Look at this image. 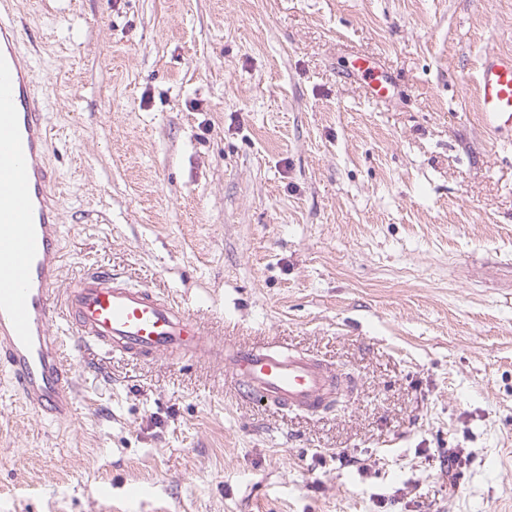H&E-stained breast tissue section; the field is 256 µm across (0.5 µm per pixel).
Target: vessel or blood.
<instances>
[{
	"label": "vessel or blood",
	"instance_id": "obj_1",
	"mask_svg": "<svg viewBox=\"0 0 512 512\" xmlns=\"http://www.w3.org/2000/svg\"><path fill=\"white\" fill-rule=\"evenodd\" d=\"M13 17L0 14V366L37 415L73 418L72 344L107 354L220 359L240 396L315 410L336 384L317 360L252 345L222 348L175 300L90 269L56 293L66 260L60 183L49 161L47 97ZM374 94L390 83L369 58L349 71ZM483 129L512 131V54H485L477 77Z\"/></svg>",
	"mask_w": 512,
	"mask_h": 512
}]
</instances>
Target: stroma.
Instances as JSON below:
<instances>
[{
	"label": "stroma",
	"mask_w": 512,
	"mask_h": 512,
	"mask_svg": "<svg viewBox=\"0 0 512 512\" xmlns=\"http://www.w3.org/2000/svg\"><path fill=\"white\" fill-rule=\"evenodd\" d=\"M11 5L50 90L59 288L110 270L352 390L282 408L216 360L71 347L70 424L0 375V512H512V138L476 110L512 0ZM356 56V60L347 75L365 81L376 96H380L382 92L387 91L391 81L386 73L380 71L376 63L370 61L369 58Z\"/></svg>",
	"instance_id": "1"
}]
</instances>
